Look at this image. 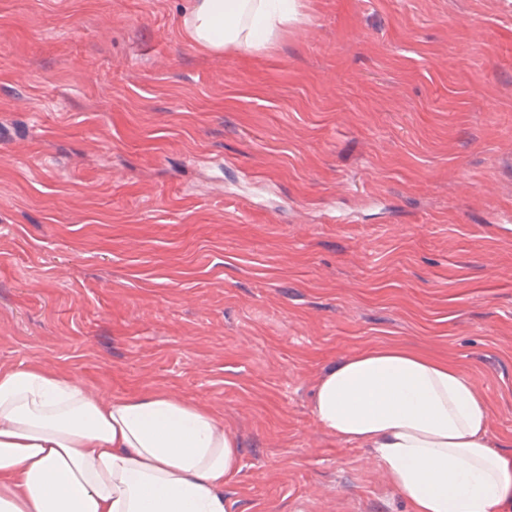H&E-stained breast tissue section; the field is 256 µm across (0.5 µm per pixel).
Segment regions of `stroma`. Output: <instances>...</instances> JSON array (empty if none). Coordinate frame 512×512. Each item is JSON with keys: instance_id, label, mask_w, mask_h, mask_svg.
<instances>
[{"instance_id": "stroma-1", "label": "stroma", "mask_w": 512, "mask_h": 512, "mask_svg": "<svg viewBox=\"0 0 512 512\" xmlns=\"http://www.w3.org/2000/svg\"><path fill=\"white\" fill-rule=\"evenodd\" d=\"M188 6L0 0V370L203 405L232 512H410L311 398L407 345L512 448V0H302L260 54Z\"/></svg>"}]
</instances>
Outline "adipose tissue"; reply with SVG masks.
Wrapping results in <instances>:
<instances>
[{
    "label": "adipose tissue",
    "instance_id": "1",
    "mask_svg": "<svg viewBox=\"0 0 512 512\" xmlns=\"http://www.w3.org/2000/svg\"><path fill=\"white\" fill-rule=\"evenodd\" d=\"M298 0H191L183 27L210 51L267 49ZM319 424L372 449L411 512H502L512 454L457 366L403 345L347 355L320 379ZM241 444L196 403L151 390L102 399L38 367L0 371V512H231Z\"/></svg>",
    "mask_w": 512,
    "mask_h": 512
}]
</instances>
